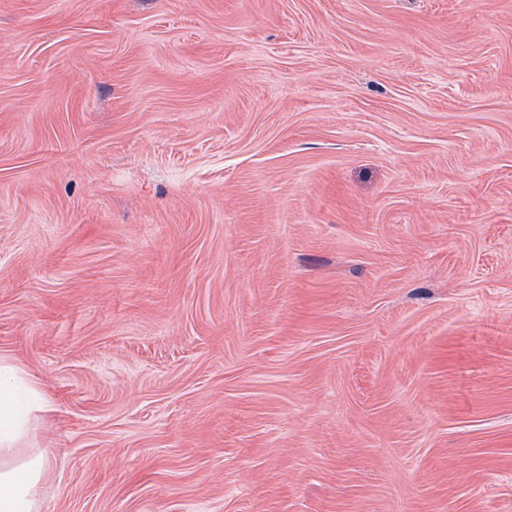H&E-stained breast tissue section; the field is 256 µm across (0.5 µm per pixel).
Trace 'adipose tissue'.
Listing matches in <instances>:
<instances>
[{"label": "adipose tissue", "instance_id": "obj_1", "mask_svg": "<svg viewBox=\"0 0 512 512\" xmlns=\"http://www.w3.org/2000/svg\"><path fill=\"white\" fill-rule=\"evenodd\" d=\"M55 408L18 362L0 356V512H40L52 451L27 445L31 416Z\"/></svg>", "mask_w": 512, "mask_h": 512}]
</instances>
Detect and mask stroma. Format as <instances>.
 <instances>
[{"mask_svg": "<svg viewBox=\"0 0 512 512\" xmlns=\"http://www.w3.org/2000/svg\"><path fill=\"white\" fill-rule=\"evenodd\" d=\"M0 355L41 512H512V0H0Z\"/></svg>", "mask_w": 512, "mask_h": 512, "instance_id": "1", "label": "stroma"}]
</instances>
